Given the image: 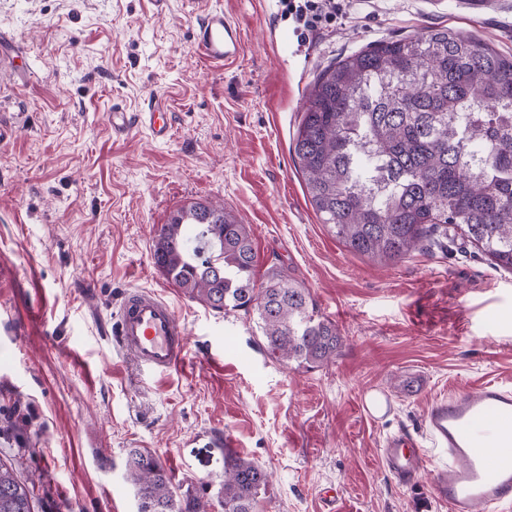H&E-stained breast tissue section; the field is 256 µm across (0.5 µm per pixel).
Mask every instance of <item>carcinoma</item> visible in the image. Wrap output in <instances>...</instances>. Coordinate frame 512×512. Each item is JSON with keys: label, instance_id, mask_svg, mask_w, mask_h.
Listing matches in <instances>:
<instances>
[{"label": "carcinoma", "instance_id": "obj_1", "mask_svg": "<svg viewBox=\"0 0 512 512\" xmlns=\"http://www.w3.org/2000/svg\"><path fill=\"white\" fill-rule=\"evenodd\" d=\"M294 163L321 223L380 265L459 240L512 271V59L448 29L382 41L324 69L304 104ZM153 260L190 299L213 310L254 312L264 345L296 369L322 367L344 346L316 314L309 289L282 269L254 279L249 226L224 206L174 211ZM128 477L139 512H210L179 498L150 453L131 450ZM271 475L224 456V512H257ZM0 512H33L31 491L0 461Z\"/></svg>", "mask_w": 512, "mask_h": 512}]
</instances>
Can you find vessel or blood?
<instances>
[{"mask_svg":"<svg viewBox=\"0 0 512 512\" xmlns=\"http://www.w3.org/2000/svg\"><path fill=\"white\" fill-rule=\"evenodd\" d=\"M200 57L220 69L236 62L244 44L237 24L223 10H206L193 34ZM112 134L128 136L140 126L159 141L168 139L170 121L163 98L154 97L148 111L129 115L113 106L108 115ZM115 336L119 346L142 366L167 373L187 360V329L174 308L144 288L120 298ZM423 429L440 464L430 479L433 498L448 512H512V389L498 383L456 389L428 407ZM387 469L400 483L420 474L422 450L414 435L403 431L383 450Z\"/></svg>","mask_w":512,"mask_h":512,"instance_id":"1","label":"vessel or blood"}]
</instances>
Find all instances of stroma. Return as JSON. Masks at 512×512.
<instances>
[{
	"label": "stroma",
	"instance_id": "stroma-1",
	"mask_svg": "<svg viewBox=\"0 0 512 512\" xmlns=\"http://www.w3.org/2000/svg\"><path fill=\"white\" fill-rule=\"evenodd\" d=\"M211 2L244 36L221 71L195 52L191 0H0V461L34 512H138L130 449L157 458L177 496H213L228 438L272 474L260 512H448L430 494L435 451L404 487L380 450L421 431L436 396L512 388V272L456 243L385 267L350 252L308 202L291 147L326 67L437 28L512 55V0L480 14L467 0H344L284 61L267 0ZM157 95L168 142L141 127L113 137V105L136 114ZM191 202L250 225L256 281L282 267L309 288L345 338L331 364L285 368L256 314L212 310L161 274L158 230ZM126 288L157 292L185 322L183 370L146 371L115 344ZM369 392L387 396V416L363 412Z\"/></svg>",
	"mask_w": 512,
	"mask_h": 512
}]
</instances>
